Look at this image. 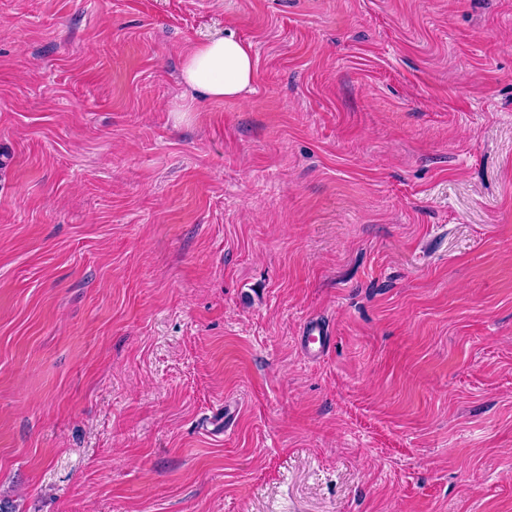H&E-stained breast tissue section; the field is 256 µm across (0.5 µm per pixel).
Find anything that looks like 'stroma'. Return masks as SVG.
Segmentation results:
<instances>
[{"label":"stroma","mask_w":512,"mask_h":512,"mask_svg":"<svg viewBox=\"0 0 512 512\" xmlns=\"http://www.w3.org/2000/svg\"><path fill=\"white\" fill-rule=\"evenodd\" d=\"M0 506L512 512V0H0ZM256 77L251 44L234 34L215 35L185 54L181 79L196 95L223 102L237 99ZM329 342L328 331L317 322L309 323L304 329L301 343L310 356H320L325 352Z\"/></svg>","instance_id":"obj_1"}]
</instances>
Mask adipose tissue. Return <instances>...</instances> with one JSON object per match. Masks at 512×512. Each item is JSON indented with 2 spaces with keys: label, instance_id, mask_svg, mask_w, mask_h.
<instances>
[{
  "label": "adipose tissue",
  "instance_id": "1",
  "mask_svg": "<svg viewBox=\"0 0 512 512\" xmlns=\"http://www.w3.org/2000/svg\"><path fill=\"white\" fill-rule=\"evenodd\" d=\"M256 77L251 44L234 34L215 35L186 53L181 79L196 95L224 101L239 98Z\"/></svg>",
  "mask_w": 512,
  "mask_h": 512
}]
</instances>
